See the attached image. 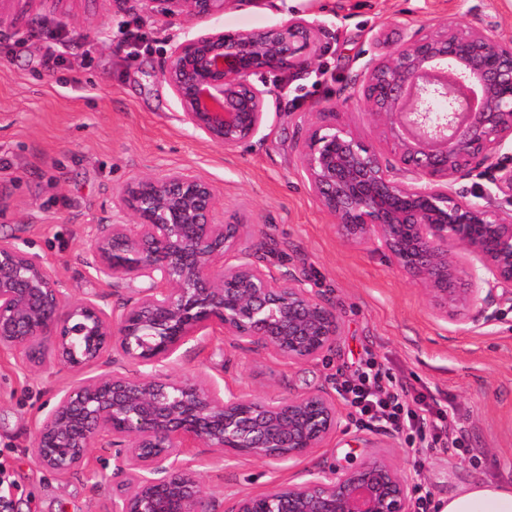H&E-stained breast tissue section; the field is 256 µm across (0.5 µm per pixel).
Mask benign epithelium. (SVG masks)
Listing matches in <instances>:
<instances>
[{"mask_svg": "<svg viewBox=\"0 0 512 512\" xmlns=\"http://www.w3.org/2000/svg\"><path fill=\"white\" fill-rule=\"evenodd\" d=\"M167 16L210 21L231 0H153ZM317 25L295 15L258 31L208 28L166 54L161 78L192 131L233 153L261 129L276 87L255 75L309 66ZM353 97L367 107L401 168L315 112L300 164L316 203L352 243L384 251L422 284L442 313H486L492 293L512 296V209L454 188L472 165L512 169L498 149L512 140V41L448 20L405 34L367 63ZM129 223L101 225L90 267L118 287H145L121 311L71 300L42 256L0 238V346L48 339L56 363L80 378L40 421L35 464L59 475L83 468L98 439L115 449L112 512H203L205 490L180 449L202 444L223 456L296 460L336 432L340 409L325 390L282 401L243 398L200 381L135 376L209 330L248 348L307 363L342 336L336 307L296 274L275 277L241 257L243 221L216 218V190L190 169L140 173L121 190ZM232 512H414L401 472L371 458L329 479L283 484L238 498Z\"/></svg>", "mask_w": 512, "mask_h": 512, "instance_id": "obj_1", "label": "benign epithelium"}]
</instances>
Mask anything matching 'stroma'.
<instances>
[{
    "instance_id": "1",
    "label": "stroma",
    "mask_w": 512,
    "mask_h": 512,
    "mask_svg": "<svg viewBox=\"0 0 512 512\" xmlns=\"http://www.w3.org/2000/svg\"><path fill=\"white\" fill-rule=\"evenodd\" d=\"M294 13L322 26L315 62L269 76L278 93L262 128L229 154L193 133L160 77L166 53L202 23L164 17L153 0H0V236L46 258L69 298L119 305L137 284L97 279L89 261L98 227L122 220L118 193L134 175L188 168L215 186L219 212L242 217L251 260L278 276L299 274L335 306L341 340L317 360L291 363L216 334L154 369L242 397L322 388L340 408L335 435L297 461L184 449L207 512H231L240 496L375 457L401 471L411 496L433 503L476 481L512 484V301L494 297L490 321L440 313L374 245L338 234L299 154L312 113L332 102L326 123L390 159L364 105L350 97L375 42L449 18L505 41L512 10L504 0H232L215 24L258 30ZM369 356L384 382H406L446 406L460 447L359 421L336 380ZM77 378L50 358L30 370L23 351L0 348V494L12 512H112L115 458L106 441L68 475L39 468L31 455L39 421Z\"/></svg>"
}]
</instances>
